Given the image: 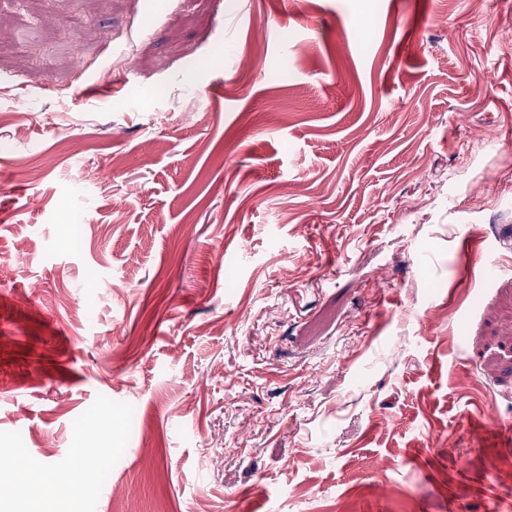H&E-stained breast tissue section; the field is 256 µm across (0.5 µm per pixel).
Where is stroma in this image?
<instances>
[{
	"mask_svg": "<svg viewBox=\"0 0 512 512\" xmlns=\"http://www.w3.org/2000/svg\"><path fill=\"white\" fill-rule=\"evenodd\" d=\"M511 233L512 0H0V465L108 430L83 512H512Z\"/></svg>",
	"mask_w": 512,
	"mask_h": 512,
	"instance_id": "35a3bbf8",
	"label": "stroma"
}]
</instances>
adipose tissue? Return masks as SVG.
Wrapping results in <instances>:
<instances>
[{
    "label": "adipose tissue",
    "mask_w": 512,
    "mask_h": 512,
    "mask_svg": "<svg viewBox=\"0 0 512 512\" xmlns=\"http://www.w3.org/2000/svg\"><path fill=\"white\" fill-rule=\"evenodd\" d=\"M34 479L41 483L61 485L63 494L60 499L46 502L36 495L24 497L23 512H79L84 470L75 466L68 474H61L51 467L32 469L23 459H15L12 469L0 471V492L8 491L19 478Z\"/></svg>",
    "instance_id": "1"
}]
</instances>
